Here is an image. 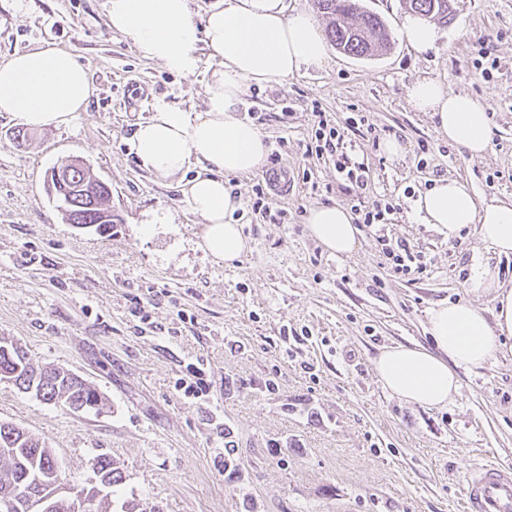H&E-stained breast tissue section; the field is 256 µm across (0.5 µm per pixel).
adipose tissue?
<instances>
[{
	"instance_id": "ef3b65f1",
	"label": "adipose tissue",
	"mask_w": 512,
	"mask_h": 512,
	"mask_svg": "<svg viewBox=\"0 0 512 512\" xmlns=\"http://www.w3.org/2000/svg\"><path fill=\"white\" fill-rule=\"evenodd\" d=\"M105 10L112 31L131 38L145 58L177 76L204 75L202 111L157 101L150 117L138 123L132 144L140 167L150 174L169 178L193 171L181 192L203 226V246L215 259L232 262L246 251L247 241L232 219L239 202L224 177L261 170L268 155L260 130L240 115L239 106L248 86L277 84L327 63L329 49L316 19L288 14L284 0H224L200 23L189 0H106ZM92 93L87 68L56 45L0 62V112L21 125L67 124ZM407 98L463 153L472 158L487 153L492 130L484 101L426 77L411 83ZM416 209L423 223L444 230L449 239L467 230L497 254H512V203L479 205L466 185L447 177L418 198ZM306 222L330 253L356 251L359 230L343 206L310 208ZM468 289L493 293L491 314L467 300L437 303L427 312L430 345H391L374 358V373L392 396L424 408L445 406L460 392L461 370L485 366L500 337H512V288L502 287L489 266L477 264Z\"/></svg>"
}]
</instances>
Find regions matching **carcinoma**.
Wrapping results in <instances>:
<instances>
[{
    "label": "carcinoma",
    "instance_id": "carcinoma-1",
    "mask_svg": "<svg viewBox=\"0 0 512 512\" xmlns=\"http://www.w3.org/2000/svg\"><path fill=\"white\" fill-rule=\"evenodd\" d=\"M402 2L405 10L430 22L446 24L452 13L451 0ZM317 8L329 17L327 36L340 52L366 57L390 48L391 35L385 22L373 12L358 11L355 0H317ZM86 179H92L89 169L73 172L71 184L58 195L59 208L67 223L93 224L95 231L104 232L107 224L100 222L102 210L88 208L77 191ZM0 376L8 377L22 392L33 386L36 397L74 411L102 406L101 394L85 379L35 364L28 351L16 343L0 342ZM95 467V483L88 487L92 491L89 512H111L113 488L123 481L121 468L108 455L97 456ZM65 480L56 453L46 441L18 425L0 424V500Z\"/></svg>",
    "mask_w": 512,
    "mask_h": 512
}]
</instances>
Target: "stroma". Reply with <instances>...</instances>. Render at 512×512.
<instances>
[{"label": "stroma", "instance_id": "stroma-1", "mask_svg": "<svg viewBox=\"0 0 512 512\" xmlns=\"http://www.w3.org/2000/svg\"><path fill=\"white\" fill-rule=\"evenodd\" d=\"M357 4L385 21L390 50L356 58L333 49L324 69L248 88L241 112L293 184L258 207L261 173L226 177L249 248L224 263L204 250L176 179L142 171L130 141L156 101L202 109L203 78L144 58L108 27L103 0H0V62L51 43L94 87L68 125L30 129L22 141L21 124L0 115V338L80 375L104 399L100 411L74 412L0 382V423L45 440L75 485L96 456H111L124 472L113 512H463L473 468L512 465L511 337L486 366L461 371L459 395L441 409L400 402L371 364L382 347L428 344V309L470 298L472 259H488L512 287V256L489 254L471 233L449 240L415 213L419 195L448 175L478 203L512 202V0H452L426 51L411 48L400 0ZM496 33L498 67L486 81L474 61ZM422 76L487 103L495 143L484 157L469 159L413 110L407 88ZM320 111L335 122L362 113L380 139L405 146L397 162L356 140L367 194L395 206L386 236L422 251L425 272L395 273L370 228L348 256L310 237L309 208L352 205L333 162L306 152ZM71 158L111 188L106 234L72 228L47 191V171ZM473 301L494 307L489 293ZM196 360L211 393L191 403L175 383ZM228 460L236 477L224 472Z\"/></svg>", "mask_w": 512, "mask_h": 512}]
</instances>
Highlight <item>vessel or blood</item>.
I'll return each mask as SVG.
<instances>
[{
  "label": "vessel or blood",
  "mask_w": 512,
  "mask_h": 512,
  "mask_svg": "<svg viewBox=\"0 0 512 512\" xmlns=\"http://www.w3.org/2000/svg\"><path fill=\"white\" fill-rule=\"evenodd\" d=\"M464 512H512V469L484 464L467 478Z\"/></svg>",
  "instance_id": "b4317fda"
}]
</instances>
